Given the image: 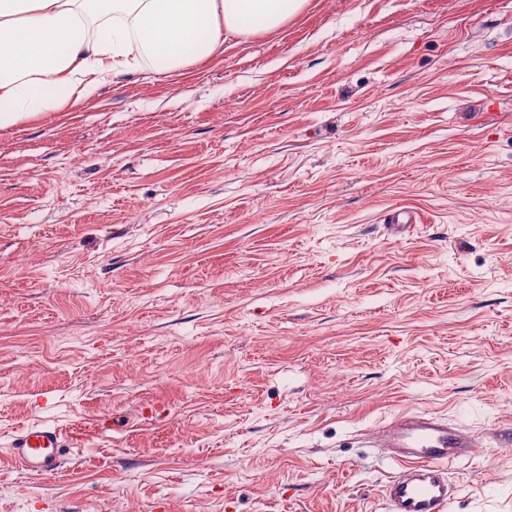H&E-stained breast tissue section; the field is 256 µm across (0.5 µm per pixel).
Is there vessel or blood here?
Listing matches in <instances>:
<instances>
[{
    "instance_id": "obj_1",
    "label": "vessel or blood",
    "mask_w": 512,
    "mask_h": 512,
    "mask_svg": "<svg viewBox=\"0 0 512 512\" xmlns=\"http://www.w3.org/2000/svg\"><path fill=\"white\" fill-rule=\"evenodd\" d=\"M473 431L430 412H409L381 424L372 438L396 465L382 487L386 512H447L454 498L448 466L467 458ZM70 453L60 428L42 423L23 427L5 450L29 474H57Z\"/></svg>"
}]
</instances>
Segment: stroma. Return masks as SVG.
Masks as SVG:
<instances>
[{"mask_svg":"<svg viewBox=\"0 0 512 512\" xmlns=\"http://www.w3.org/2000/svg\"><path fill=\"white\" fill-rule=\"evenodd\" d=\"M404 411L512 512V0H307L0 130V449H73L0 512H385ZM70 451L60 428L36 423L23 427L2 457L31 475L48 476L62 470Z\"/></svg>","mask_w":512,"mask_h":512,"instance_id":"obj_1","label":"stroma"}]
</instances>
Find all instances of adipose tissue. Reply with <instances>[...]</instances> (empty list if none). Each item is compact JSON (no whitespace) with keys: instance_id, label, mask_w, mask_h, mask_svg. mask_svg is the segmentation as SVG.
I'll return each mask as SVG.
<instances>
[{"instance_id":"adipose-tissue-1","label":"adipose tissue","mask_w":512,"mask_h":512,"mask_svg":"<svg viewBox=\"0 0 512 512\" xmlns=\"http://www.w3.org/2000/svg\"><path fill=\"white\" fill-rule=\"evenodd\" d=\"M307 0H0V130L88 101L149 65L168 75L225 39L281 28Z\"/></svg>"}]
</instances>
